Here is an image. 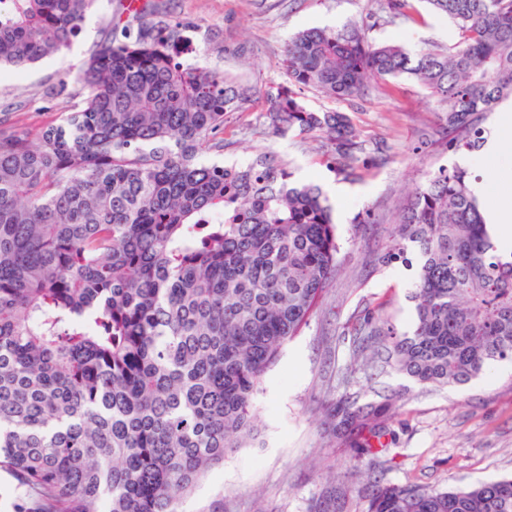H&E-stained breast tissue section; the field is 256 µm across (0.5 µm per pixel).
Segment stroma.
<instances>
[{
    "instance_id": "35a3bbf8",
    "label": "stroma",
    "mask_w": 512,
    "mask_h": 512,
    "mask_svg": "<svg viewBox=\"0 0 512 512\" xmlns=\"http://www.w3.org/2000/svg\"><path fill=\"white\" fill-rule=\"evenodd\" d=\"M123 0H96L80 36L60 54L15 70H0V113L28 133L55 121L81 100L78 70L108 37ZM152 18L180 24L195 39L199 59L234 82L253 88L240 111L224 121L223 147L202 162L228 166L273 151L289 162L292 182L318 185L336 224L340 270L306 324L282 348L254 399L256 440L229 449L181 502L182 512H314L330 499L344 512H365L371 480L437 488L512 476V363L500 362L462 386H422L393 371L367 380L346 377L353 358L343 326L354 314L386 303L407 328L415 310L409 295L415 272L402 263L369 267L370 255L389 245L406 186L421 184L443 166L458 164L488 180L481 152L454 153L438 131L439 103L411 79L372 86L362 98L339 102L300 90L314 110L347 113L366 151L354 171L342 170L325 136L274 134L267 92L285 82L289 39L313 28L369 25L377 42L410 52L449 45L454 24L417 0L410 19H389L383 0H150ZM361 401L395 395V433L385 453L370 456L324 433L326 402L340 379Z\"/></svg>"
}]
</instances>
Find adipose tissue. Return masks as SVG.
<instances>
[{"label":"adipose tissue","mask_w":512,"mask_h":512,"mask_svg":"<svg viewBox=\"0 0 512 512\" xmlns=\"http://www.w3.org/2000/svg\"><path fill=\"white\" fill-rule=\"evenodd\" d=\"M483 157L495 173L493 182L480 181L474 192L493 200L484 211L486 223L495 231L494 239L500 247L512 249V235L503 232L512 225V105L505 104L496 111L495 128L484 145Z\"/></svg>","instance_id":"1"}]
</instances>
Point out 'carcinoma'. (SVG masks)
Wrapping results in <instances>:
<instances>
[{
    "mask_svg": "<svg viewBox=\"0 0 512 512\" xmlns=\"http://www.w3.org/2000/svg\"><path fill=\"white\" fill-rule=\"evenodd\" d=\"M457 40L408 53L357 22L288 43V86L266 94L275 131L319 133L344 169L359 161L350 117L308 109L407 77L443 105L448 148L478 150L479 116L512 95V0H426ZM0 62L24 68L68 49L94 0H13ZM103 44L77 76L82 101L33 136L0 118V469L41 512H180L229 448L257 433L266 369L337 271L331 208L316 185L289 187L286 162L242 170L197 161L251 90L168 52L175 25L140 24ZM476 176L441 167L407 191L376 265L418 257L400 331L383 305L343 335L370 363L419 384L465 385L512 361V252L492 238ZM224 223L205 224L208 212ZM390 395L343 394L324 425L376 456ZM366 512H512V479L438 489L378 485Z\"/></svg>",
    "mask_w": 512,
    "mask_h": 512,
    "instance_id": "carcinoma-1",
    "label": "carcinoma"
}]
</instances>
